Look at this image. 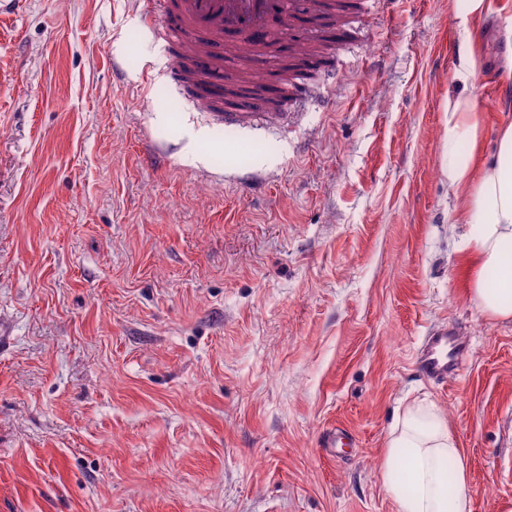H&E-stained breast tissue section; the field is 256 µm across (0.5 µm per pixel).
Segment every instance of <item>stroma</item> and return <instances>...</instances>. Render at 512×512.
<instances>
[{"instance_id": "stroma-1", "label": "stroma", "mask_w": 512, "mask_h": 512, "mask_svg": "<svg viewBox=\"0 0 512 512\" xmlns=\"http://www.w3.org/2000/svg\"><path fill=\"white\" fill-rule=\"evenodd\" d=\"M343 3L225 58L273 86L318 41L287 122L241 129L161 79L133 0L0 16V512H398L381 456L413 400L474 512L512 505V320L468 296L445 175L470 44L483 150L512 111V0ZM446 325L468 353L437 385L417 348Z\"/></svg>"}]
</instances>
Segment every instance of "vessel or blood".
<instances>
[{
  "mask_svg": "<svg viewBox=\"0 0 512 512\" xmlns=\"http://www.w3.org/2000/svg\"><path fill=\"white\" fill-rule=\"evenodd\" d=\"M144 22L164 40L185 49L186 67H172L174 80L192 84L193 100L225 126L287 120L284 112H244L224 106L225 52H265L266 38L292 22V0H141ZM468 352L453 329L443 327L423 336L417 364L426 377L447 384L460 371Z\"/></svg>",
  "mask_w": 512,
  "mask_h": 512,
  "instance_id": "obj_1",
  "label": "vessel or blood"
}]
</instances>
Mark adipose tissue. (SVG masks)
<instances>
[{
    "label": "adipose tissue",
    "mask_w": 512,
    "mask_h": 512,
    "mask_svg": "<svg viewBox=\"0 0 512 512\" xmlns=\"http://www.w3.org/2000/svg\"><path fill=\"white\" fill-rule=\"evenodd\" d=\"M481 56L462 52L454 70L468 96L448 108L449 146L477 145L482 117L475 106ZM448 222L463 227L467 291L484 315L512 319V121L499 125L496 148L489 154L449 155ZM495 271L488 279L487 271ZM453 464L445 473L444 464ZM381 478L398 512H473L466 457L446 414L434 403L407 404L390 429L382 454Z\"/></svg>",
    "instance_id": "adipose-tissue-1"
}]
</instances>
